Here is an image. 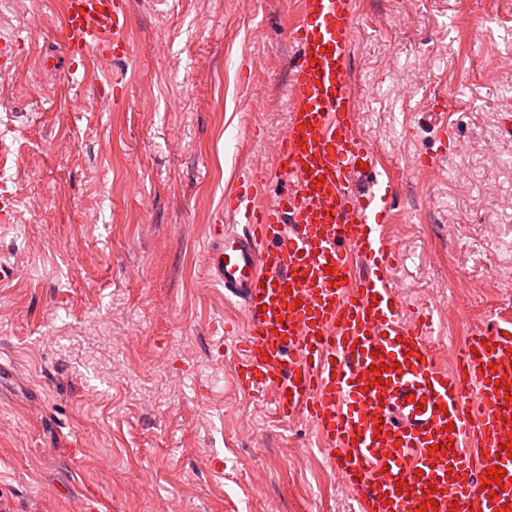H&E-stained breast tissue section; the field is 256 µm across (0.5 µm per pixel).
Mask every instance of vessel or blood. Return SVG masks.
Listing matches in <instances>:
<instances>
[{
    "label": "vessel or blood",
    "mask_w": 512,
    "mask_h": 512,
    "mask_svg": "<svg viewBox=\"0 0 512 512\" xmlns=\"http://www.w3.org/2000/svg\"><path fill=\"white\" fill-rule=\"evenodd\" d=\"M128 0H64L61 34L86 64L133 54ZM354 0H301L289 31L287 130L271 200L242 179L224 200L239 224L208 227L206 264L241 302L234 382L310 420L359 512H512V322L467 338L438 368L429 322L409 320L389 284L381 234L393 196L355 127ZM494 458L504 470L488 482Z\"/></svg>",
    "instance_id": "obj_1"
}]
</instances>
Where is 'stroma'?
Segmentation results:
<instances>
[{
  "label": "stroma",
  "instance_id": "35a3bbf8",
  "mask_svg": "<svg viewBox=\"0 0 512 512\" xmlns=\"http://www.w3.org/2000/svg\"><path fill=\"white\" fill-rule=\"evenodd\" d=\"M62 0H0V500L353 512L304 418L235 389L207 227L287 128L299 0H130L135 52L65 76ZM512 0H356L359 131L394 188L390 279L443 367L512 321ZM122 87L113 90V79ZM444 99L448 128L424 114Z\"/></svg>",
  "mask_w": 512,
  "mask_h": 512
}]
</instances>
